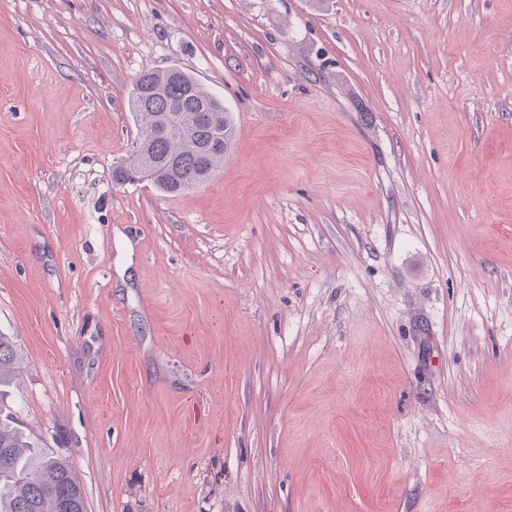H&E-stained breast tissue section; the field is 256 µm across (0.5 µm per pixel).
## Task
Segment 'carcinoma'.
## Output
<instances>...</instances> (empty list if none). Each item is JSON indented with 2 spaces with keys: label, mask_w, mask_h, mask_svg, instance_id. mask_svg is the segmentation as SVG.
Returning <instances> with one entry per match:
<instances>
[{
  "label": "carcinoma",
  "mask_w": 512,
  "mask_h": 512,
  "mask_svg": "<svg viewBox=\"0 0 512 512\" xmlns=\"http://www.w3.org/2000/svg\"><path fill=\"white\" fill-rule=\"evenodd\" d=\"M137 138L128 161L113 169L116 183L147 182L174 196L209 180L224 163L235 137L224 102L178 69L146 70L129 93ZM16 360L0 335V387ZM0 405V512H85L84 491L69 463L10 426Z\"/></svg>",
  "instance_id": "carcinoma-1"
}]
</instances>
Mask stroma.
Here are the masks:
<instances>
[{"instance_id":"35a3bbf8","label":"stroma","mask_w":512,"mask_h":512,"mask_svg":"<svg viewBox=\"0 0 512 512\" xmlns=\"http://www.w3.org/2000/svg\"><path fill=\"white\" fill-rule=\"evenodd\" d=\"M171 67L178 196L112 179ZM0 334L86 512H512V0H0ZM137 138L116 183L147 182L174 196L209 180L235 137L224 102L178 69L146 70L129 93Z\"/></svg>"}]
</instances>
